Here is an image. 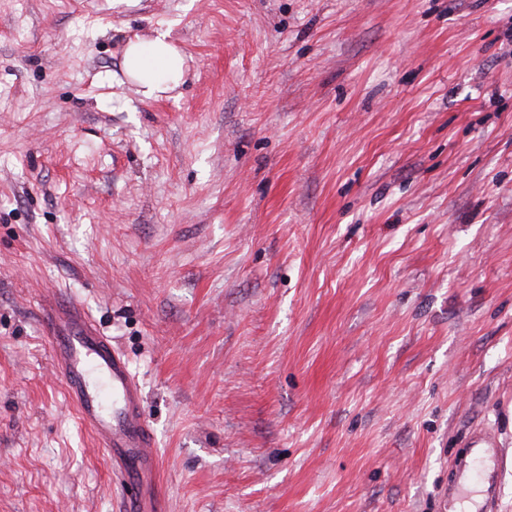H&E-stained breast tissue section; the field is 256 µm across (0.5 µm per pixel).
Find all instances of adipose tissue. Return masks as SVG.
Here are the masks:
<instances>
[{
    "mask_svg": "<svg viewBox=\"0 0 512 512\" xmlns=\"http://www.w3.org/2000/svg\"><path fill=\"white\" fill-rule=\"evenodd\" d=\"M184 58L166 35L133 41L126 48L124 70L144 96L154 97L174 89L184 75Z\"/></svg>",
    "mask_w": 512,
    "mask_h": 512,
    "instance_id": "1",
    "label": "adipose tissue"
}]
</instances>
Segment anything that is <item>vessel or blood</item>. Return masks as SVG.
<instances>
[{"label": "vessel or blood", "mask_w": 512, "mask_h": 512, "mask_svg": "<svg viewBox=\"0 0 512 512\" xmlns=\"http://www.w3.org/2000/svg\"><path fill=\"white\" fill-rule=\"evenodd\" d=\"M45 329L68 401L125 491L122 512H159L156 436L127 358L75 307L50 309ZM510 468L511 455L487 434H475L468 459L459 461L448 479L442 507H452L464 484L474 480L482 486L478 512H499L500 478Z\"/></svg>", "instance_id": "1"}]
</instances>
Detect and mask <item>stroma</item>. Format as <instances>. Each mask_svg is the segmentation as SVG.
Segmentation results:
<instances>
[{"label":"stroma","instance_id":"stroma-1","mask_svg":"<svg viewBox=\"0 0 512 512\" xmlns=\"http://www.w3.org/2000/svg\"><path fill=\"white\" fill-rule=\"evenodd\" d=\"M66 302L163 512H438L473 434L512 450V0H0V512H122ZM167 38L159 34L148 41H130L125 51V73L148 98L173 90L184 75V58ZM44 322L68 401L119 481L122 512H158L156 436L127 358L75 307L55 305Z\"/></svg>","mask_w":512,"mask_h":512}]
</instances>
